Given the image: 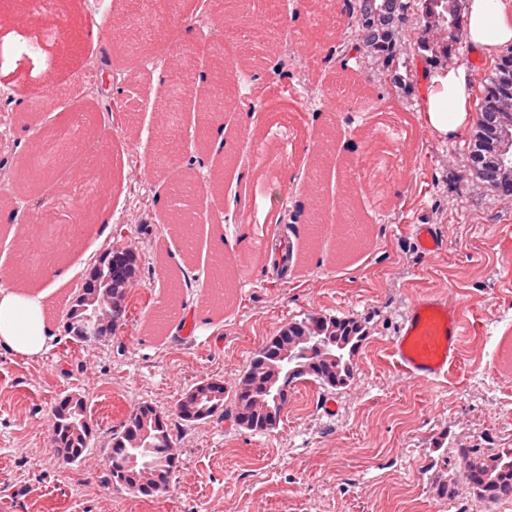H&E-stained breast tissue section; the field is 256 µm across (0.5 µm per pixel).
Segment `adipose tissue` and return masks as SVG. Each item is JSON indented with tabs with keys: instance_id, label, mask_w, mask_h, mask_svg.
<instances>
[{
	"instance_id": "adipose-tissue-1",
	"label": "adipose tissue",
	"mask_w": 512,
	"mask_h": 512,
	"mask_svg": "<svg viewBox=\"0 0 512 512\" xmlns=\"http://www.w3.org/2000/svg\"><path fill=\"white\" fill-rule=\"evenodd\" d=\"M468 41L473 51L489 55L512 45V0H468ZM420 120L429 132L445 137L472 120L469 75L454 66L423 78ZM60 281L59 268H48L23 284H0V344L17 355L35 358L48 347L53 324L48 291Z\"/></svg>"
}]
</instances>
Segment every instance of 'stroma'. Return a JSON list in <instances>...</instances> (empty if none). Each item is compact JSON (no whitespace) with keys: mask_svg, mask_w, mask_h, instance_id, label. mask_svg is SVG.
<instances>
[{"mask_svg":"<svg viewBox=\"0 0 512 512\" xmlns=\"http://www.w3.org/2000/svg\"><path fill=\"white\" fill-rule=\"evenodd\" d=\"M184 2L48 0L43 24L64 27L49 109L39 107L42 53L0 67V161L14 168L45 131L78 124L77 145L32 191L49 200L48 219L58 220L60 202L89 220L106 210L112 224L66 247V278L50 295V350L29 360L0 348V512H512V501L484 502L466 489L444 500L435 488L438 475L456 473L459 448L504 431L512 445V369L501 367V344L512 343V205L476 179L466 136L422 127L420 89L375 83L352 97L357 70L324 61L334 0H301L284 18L292 37L284 53L247 29L192 30L171 42ZM134 12L153 65L139 68L135 85L106 87ZM216 50L225 75L256 74L253 96L275 100L277 111L242 102L222 122H205L195 97L209 89ZM173 53L189 146L164 157L147 130L163 120ZM268 58L283 61L286 77L264 73ZM129 97L138 105L117 126L112 105ZM326 134L335 149L320 178L319 221H338L352 198L368 227L367 241L348 252L290 221L308 202L305 174ZM262 135L268 148L248 154V138ZM124 156L152 165L140 186L148 210L129 187L107 189ZM177 174L194 186L184 199L197 214L190 257L170 221ZM417 224L435 225L442 249L421 254ZM46 234L43 226L14 238L0 230V271L23 275L17 259L43 252ZM118 244L137 256L127 321L105 342H74L65 329L73 291ZM448 292L470 322L468 341L447 378H406L389 349L404 310L416 295ZM316 314L367 328L349 386L297 384L268 432L237 425L230 411L197 425L178 416L177 401L203 380H222L232 402L255 353L287 323ZM70 393L93 421L88 453L75 463L47 443L54 409ZM143 402L165 413L179 461L166 491L152 497L105 477L113 433ZM442 435L447 446L435 449Z\"/></svg>","mask_w":512,"mask_h":512,"instance_id":"obj_1","label":"stroma"}]
</instances>
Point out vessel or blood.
Instances as JSON below:
<instances>
[{"label":"vessel or blood","instance_id":"obj_1","mask_svg":"<svg viewBox=\"0 0 512 512\" xmlns=\"http://www.w3.org/2000/svg\"><path fill=\"white\" fill-rule=\"evenodd\" d=\"M467 332L457 304L436 295L416 296L405 311L398 336L391 342L394 364L414 380L443 378L457 362Z\"/></svg>","mask_w":512,"mask_h":512}]
</instances>
